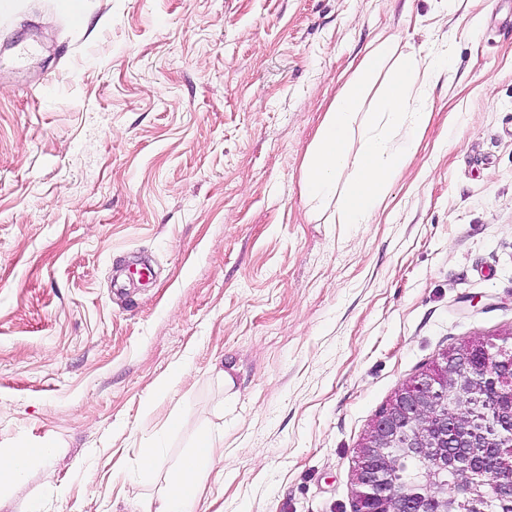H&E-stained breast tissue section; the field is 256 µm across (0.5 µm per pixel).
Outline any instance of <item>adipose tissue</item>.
<instances>
[{
	"label": "adipose tissue",
	"instance_id": "1",
	"mask_svg": "<svg viewBox=\"0 0 512 512\" xmlns=\"http://www.w3.org/2000/svg\"><path fill=\"white\" fill-rule=\"evenodd\" d=\"M433 61L381 40L344 83L313 140L301 177L310 214L336 205L340 224L373 223L393 180L405 169L418 132L429 120L422 88ZM386 81L369 94L377 76ZM216 465L210 440H201L180 464L167 490L144 512H195Z\"/></svg>",
	"mask_w": 512,
	"mask_h": 512
}]
</instances>
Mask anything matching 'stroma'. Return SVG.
<instances>
[{
  "mask_svg": "<svg viewBox=\"0 0 512 512\" xmlns=\"http://www.w3.org/2000/svg\"><path fill=\"white\" fill-rule=\"evenodd\" d=\"M391 34L429 121L374 223L309 216ZM510 332L512 0H0V448L54 447L0 512H133L205 435L196 512H352L380 407Z\"/></svg>",
  "mask_w": 512,
  "mask_h": 512,
  "instance_id": "stroma-1",
  "label": "stroma"
}]
</instances>
